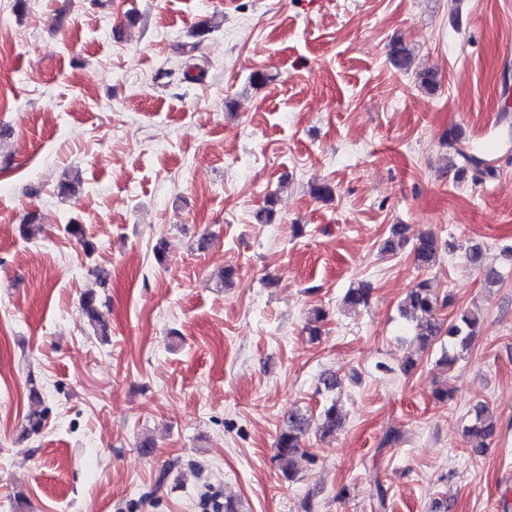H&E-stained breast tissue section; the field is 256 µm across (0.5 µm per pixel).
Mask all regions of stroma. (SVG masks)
Returning <instances> with one entry per match:
<instances>
[{"mask_svg": "<svg viewBox=\"0 0 512 512\" xmlns=\"http://www.w3.org/2000/svg\"><path fill=\"white\" fill-rule=\"evenodd\" d=\"M509 82L512 0H0V512H200L211 491L237 512H381V489L382 512H512ZM451 129L496 178L458 176ZM71 170L79 192L58 197ZM424 233L446 244L426 269ZM424 280L452 297L440 318L480 327L451 370L435 347L407 374L399 304ZM363 283L368 304L345 306ZM34 391L46 420L26 436ZM334 399L342 427L286 479L284 414ZM479 401L485 441L463 434ZM390 429L405 440L382 447ZM81 310L98 336H108L109 325L98 307L97 297L94 292L85 294L82 299Z\"/></svg>", "mask_w": 512, "mask_h": 512, "instance_id": "stroma-1", "label": "stroma"}]
</instances>
